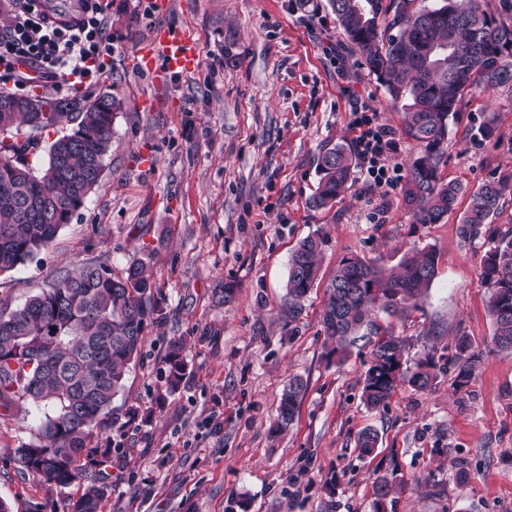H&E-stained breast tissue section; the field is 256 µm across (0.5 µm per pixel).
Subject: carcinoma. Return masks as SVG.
<instances>
[{
	"label": "carcinoma",
	"mask_w": 512,
	"mask_h": 512,
	"mask_svg": "<svg viewBox=\"0 0 512 512\" xmlns=\"http://www.w3.org/2000/svg\"><path fill=\"white\" fill-rule=\"evenodd\" d=\"M413 0H329L351 47L369 74L406 111V134L419 146L404 184V198L416 224H438L466 193L457 182L441 180L448 152L449 123L456 120L466 93L474 88H512V15L488 13L481 0H438L414 9ZM123 98L106 94L84 103L47 100L0 91V273H8L49 247L98 183L112 146V122ZM57 134L43 145L44 132ZM46 154L40 172L28 157ZM354 153L326 144L317 157L319 176L312 202L330 208L351 186ZM512 193V174L482 184L458 226L464 240L485 235L500 201ZM327 238H303L289 259L284 305L296 318L320 281L319 260ZM432 249L408 250L389 270L356 254L344 257L327 286L324 332L335 340L340 358L354 336L368 331L377 339L362 378L367 407L385 406L403 380V338L379 332L372 312L407 313L417 308L437 272ZM481 280L489 289L493 345L512 351V232L497 236L487 251ZM160 316L155 288L143 264L123 273L89 264L54 280L14 309L0 303V417L23 405L42 414L32 439L16 449L26 469L66 486L76 480L84 492L67 503L68 512H100L107 487L87 452L112 413V400L142 349L145 331ZM459 375L472 373L477 356L457 343ZM186 343L169 340L166 386L175 392L185 375ZM433 365L417 364L408 383L426 390ZM308 389L299 376L284 386L273 424L277 434L295 421ZM378 435H359L360 453H375ZM394 482L374 479V512H383Z\"/></svg>",
	"instance_id": "1"
}]
</instances>
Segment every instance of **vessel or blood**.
<instances>
[{
    "label": "vessel or blood",
    "mask_w": 512,
    "mask_h": 512,
    "mask_svg": "<svg viewBox=\"0 0 512 512\" xmlns=\"http://www.w3.org/2000/svg\"><path fill=\"white\" fill-rule=\"evenodd\" d=\"M140 64L151 68L155 59H163L169 73H190L201 62L200 51L191 27L176 30L160 28L154 31L151 39L138 50Z\"/></svg>",
    "instance_id": "vessel-or-blood-1"
}]
</instances>
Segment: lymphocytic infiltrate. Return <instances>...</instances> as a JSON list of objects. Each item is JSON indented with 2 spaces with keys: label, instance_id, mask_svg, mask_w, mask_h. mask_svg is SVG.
<instances>
[{
  "label": "lymphocytic infiltrate",
  "instance_id": "1",
  "mask_svg": "<svg viewBox=\"0 0 512 512\" xmlns=\"http://www.w3.org/2000/svg\"><path fill=\"white\" fill-rule=\"evenodd\" d=\"M80 2L76 16L64 20L39 0H0L8 16L0 24V81L14 76L20 62L32 65L43 81L57 88L97 80L106 68L110 33L100 0ZM350 129L359 180L377 189L397 187L400 169L388 163L396 150L393 131L364 106L357 107Z\"/></svg>",
  "mask_w": 512,
  "mask_h": 512
}]
</instances>
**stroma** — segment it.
<instances>
[{
  "label": "stroma",
  "instance_id": "1",
  "mask_svg": "<svg viewBox=\"0 0 512 512\" xmlns=\"http://www.w3.org/2000/svg\"><path fill=\"white\" fill-rule=\"evenodd\" d=\"M102 0L111 33L107 70L75 87L7 83V91L78 102L118 92L123 112L98 185L52 244L0 276L11 306L90 262L121 273L142 262L162 316L112 402L94 443L119 448L105 461L103 512H373L376 472L399 486L385 512H512V353L494 349L482 263L491 236L458 234L459 214L482 183L512 173V89L469 93L441 167L466 189L456 213L417 224L401 189L361 182L330 209L312 207L315 156L325 141L351 144L357 103L391 128V161L418 152L392 106L336 24L327 0ZM192 27L201 66L157 82L137 49L159 27ZM233 42L234 61L224 44ZM492 122L481 142L477 128ZM327 234L322 273L356 254L389 267L409 249L432 247L437 275L418 309L379 314L403 337L404 366L432 357L427 390L399 383L387 406L361 397L369 339L330 357L321 325L324 287L295 320L283 315L288 261L308 235ZM229 288L231 302L216 291ZM479 362L458 380L457 339ZM188 342L179 390L164 381L171 338ZM308 382L294 424L271 426L292 376ZM40 419L33 407L0 418V501L10 512H62L83 491L28 472L18 446ZM366 429L379 435L369 457Z\"/></svg>",
  "mask_w": 512,
  "mask_h": 512
}]
</instances>
